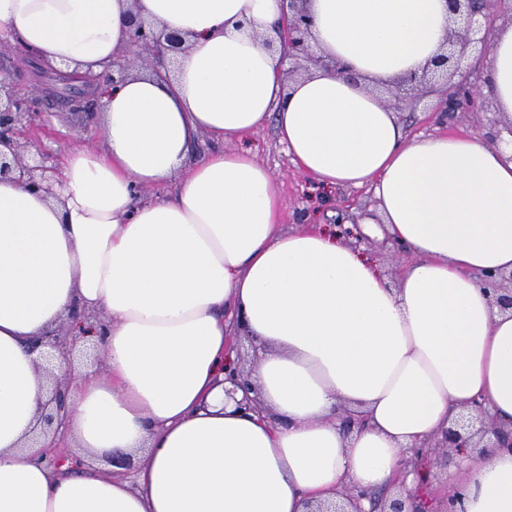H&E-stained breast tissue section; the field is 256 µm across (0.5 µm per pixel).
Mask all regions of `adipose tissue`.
Listing matches in <instances>:
<instances>
[{"label": "adipose tissue", "mask_w": 512, "mask_h": 512, "mask_svg": "<svg viewBox=\"0 0 512 512\" xmlns=\"http://www.w3.org/2000/svg\"><path fill=\"white\" fill-rule=\"evenodd\" d=\"M308 7L347 72L287 86L253 39H275L282 0H0L7 38L78 74L127 49L134 14L190 40L171 80L102 87L105 147L70 152L56 198L0 180V512H305L412 470L474 400L512 424V316L480 283L512 271V158L472 134L407 137L370 90L439 54L446 0ZM483 91L512 117V27L492 35ZM268 121L317 182L372 187L415 257L397 282L336 234L283 231L250 151L187 164L199 132L242 140ZM75 305L105 316L104 372L68 391L94 460L53 468L25 441L47 400L30 342ZM228 310L263 349L260 415L224 397ZM113 455L132 477L96 468ZM459 465L457 512H512L511 450Z\"/></svg>", "instance_id": "1"}]
</instances>
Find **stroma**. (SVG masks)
<instances>
[{"instance_id": "1", "label": "stroma", "mask_w": 512, "mask_h": 512, "mask_svg": "<svg viewBox=\"0 0 512 512\" xmlns=\"http://www.w3.org/2000/svg\"><path fill=\"white\" fill-rule=\"evenodd\" d=\"M35 65V59L22 46L6 39L0 41V69L11 72L16 88L22 95L32 96L35 111L42 114L43 128L36 132L32 142L27 143L28 153H35L42 146L59 160L74 146L99 148L103 143V132L94 118L100 110L99 105H92L87 114L62 107L53 97L61 85L50 74L45 75L41 92H33L31 70ZM396 110L406 133L411 136L473 133L488 144L500 128L498 107L488 98L480 101L477 109H462L455 118L444 121L439 120L425 97L400 101ZM241 147L255 154L277 182L282 198L284 230L299 231L314 224L335 230L340 238L356 240L375 259L387 279L396 281L401 266L409 259L408 254L392 241H378L360 233L362 224L380 220L378 202L371 189L327 188L316 183L295 167L270 123L243 141Z\"/></svg>"}]
</instances>
